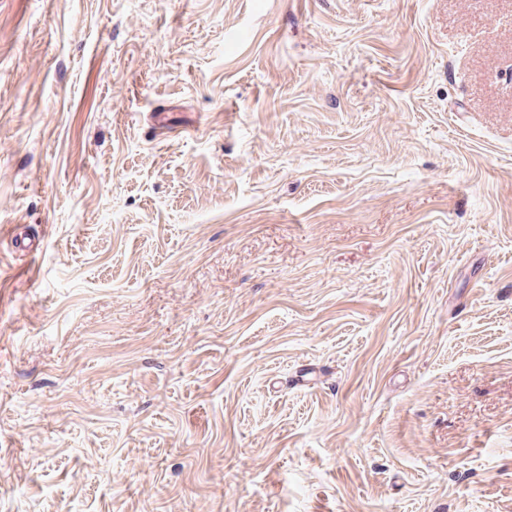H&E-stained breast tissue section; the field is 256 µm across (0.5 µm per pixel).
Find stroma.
I'll use <instances>...</instances> for the list:
<instances>
[{
  "instance_id": "35a3bbf8",
  "label": "stroma",
  "mask_w": 512,
  "mask_h": 512,
  "mask_svg": "<svg viewBox=\"0 0 512 512\" xmlns=\"http://www.w3.org/2000/svg\"><path fill=\"white\" fill-rule=\"evenodd\" d=\"M0 512H512V0H0Z\"/></svg>"
}]
</instances>
